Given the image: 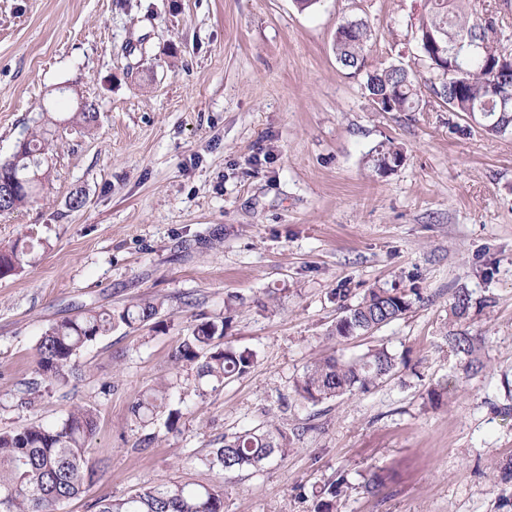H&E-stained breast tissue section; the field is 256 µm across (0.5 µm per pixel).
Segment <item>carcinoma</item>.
<instances>
[{"label": "carcinoma", "instance_id": "cac0c4a2", "mask_svg": "<svg viewBox=\"0 0 512 512\" xmlns=\"http://www.w3.org/2000/svg\"><path fill=\"white\" fill-rule=\"evenodd\" d=\"M428 13L416 29L419 61L431 74L434 95L448 105V112L476 123L487 134L512 132V57L497 54L509 41L502 19L466 6V0H429ZM374 39L363 20L338 24L333 50L336 61L363 76L366 97L378 112H415L422 106L418 72L402 65L367 67L368 48ZM97 119L92 102H81L69 121L88 128ZM402 146L389 140L369 152L365 164L375 174L393 170L403 158ZM48 146L38 132L23 141L16 153L0 161V179L25 184V191L0 197V213H11L34 198L48 177ZM34 240L0 250V279L14 275ZM413 300L404 292L370 290L357 304L342 308L330 330L338 342L370 335L403 318ZM473 306L466 288L458 289L450 304L457 323L464 322ZM163 303L145 301L117 312L88 309L80 315L50 324L36 344V373L56 383L67 381L77 369L76 358L89 344L109 335L117 325L134 328L157 319ZM483 338L467 330L448 334V352L467 373L486 368ZM175 364L194 373V388L202 395L224 382L246 374L256 354L224 342V322L201 317L191 326L173 355ZM397 357L383 345L372 346L353 357L331 356L315 360L295 380L297 400L317 405L346 394L367 393L396 373ZM178 401L180 391L162 384L137 399L132 414L144 419ZM96 429L95 411L76 407L53 425L30 424L0 432V512H59L68 500L93 482L96 469L85 448ZM290 437L273 424H258L224 437L223 444L200 463L226 475L246 467L259 468L290 451ZM347 479L340 474L315 491L316 512H338L337 500ZM96 512H224V493L214 486L161 483L127 497L103 496L94 503Z\"/></svg>", "mask_w": 512, "mask_h": 512}]
</instances>
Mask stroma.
<instances>
[{
    "label": "stroma",
    "mask_w": 512,
    "mask_h": 512,
    "mask_svg": "<svg viewBox=\"0 0 512 512\" xmlns=\"http://www.w3.org/2000/svg\"><path fill=\"white\" fill-rule=\"evenodd\" d=\"M428 0H0V160L49 112L50 175L34 202L0 214V248L36 239L0 279V431L93 408L99 477L60 512H94L167 482L217 485L224 512H314L313 488L349 482L339 512H512V134L450 133L448 108L378 112L337 63L336 25L376 31L369 66L416 67ZM97 122L69 124L79 99ZM404 163L371 173L386 141ZM80 207H72L74 197ZM417 289L405 318L336 344L341 305ZM490 307L468 325L488 367L448 356L449 304ZM163 302L160 323L120 327L83 349L68 383L35 378L36 343L86 309ZM249 348L248 374L205 395L171 355L198 317ZM384 345L402 364L364 396L315 406L293 383L311 361ZM182 416L143 422L131 405L160 382ZM450 384L441 404L429 391ZM299 430L288 456L230 478L202 457L243 427ZM380 473V495L361 487ZM403 157L404 151L402 146L389 140L369 152L366 156L365 164L372 173L385 174L393 171V167L397 166L394 163L395 159H403Z\"/></svg>",
    "instance_id": "stroma-1"
}]
</instances>
